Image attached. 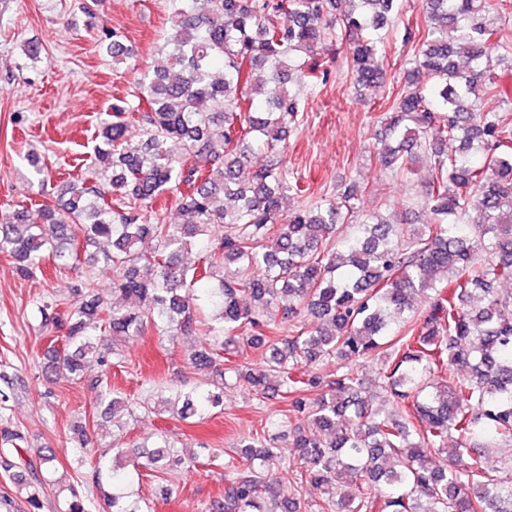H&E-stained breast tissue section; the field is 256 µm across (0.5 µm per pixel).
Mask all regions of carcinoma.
Masks as SVG:
<instances>
[{
    "label": "carcinoma",
    "mask_w": 512,
    "mask_h": 512,
    "mask_svg": "<svg viewBox=\"0 0 512 512\" xmlns=\"http://www.w3.org/2000/svg\"><path fill=\"white\" fill-rule=\"evenodd\" d=\"M169 2L163 64L102 113L92 175L54 185L58 207L37 221L25 205L0 216V253L17 276L36 275L47 258L58 270L101 262L124 300L105 302L84 284L62 312L40 301L44 326L60 332L42 376H78L95 361L104 373L88 386L119 423L107 375L122 357L117 342L153 328L206 337L192 357L202 380L164 398L183 419L222 407L228 374L260 396L275 379L311 427H292L285 444L276 434L260 446L240 438L224 463V497L208 512H302L310 487L317 512H512V458L498 477L484 466L490 449L512 444V119L495 76L512 66L496 53L512 34L489 21V0H421L426 27L405 25L413 68L377 155L401 176L426 161L415 202L425 221L359 214L355 183L286 214L287 194L309 198L283 153L303 92L330 79L314 59L345 43L355 81L385 85L400 0ZM132 55L112 33L113 60ZM131 118L142 130L135 143ZM169 193L174 222L156 208ZM345 222L356 233L338 240ZM220 224L230 232L210 237ZM197 249L201 263H181ZM306 315L319 324L306 327ZM262 347L266 368L253 373L239 357ZM365 358L380 360L373 392L356 368ZM332 359L343 366L329 374ZM450 437L458 448L434 466ZM24 440L0 427V448L20 457ZM290 448L299 466L281 499L273 472L288 466ZM89 456L80 448L83 484L107 512H145L134 485L183 464L163 433L126 470ZM69 492L62 512H90L87 495Z\"/></svg>",
    "instance_id": "obj_1"
}]
</instances>
